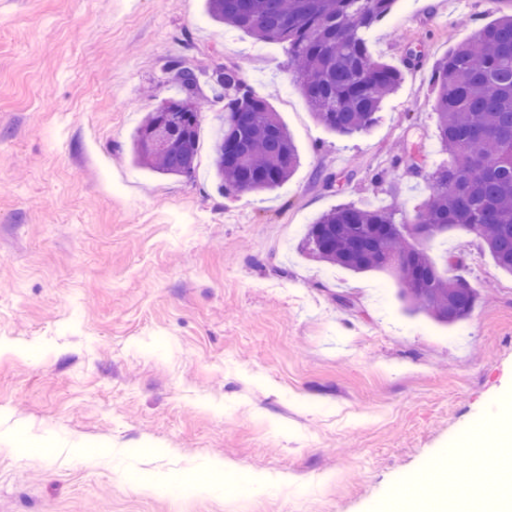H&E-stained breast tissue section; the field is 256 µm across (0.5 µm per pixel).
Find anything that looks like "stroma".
I'll return each instance as SVG.
<instances>
[{
	"instance_id": "1",
	"label": "stroma",
	"mask_w": 512,
	"mask_h": 512,
	"mask_svg": "<svg viewBox=\"0 0 512 512\" xmlns=\"http://www.w3.org/2000/svg\"><path fill=\"white\" fill-rule=\"evenodd\" d=\"M510 12L396 0L369 48L401 84L342 137L286 44L214 24L204 0H0V512H374L441 470L496 484L476 439L512 404V275L464 232L429 239L480 291L447 326L305 235L343 204L425 198L394 147L441 161L433 64ZM174 57L237 65L267 98L298 151L286 183L222 192L216 106L192 176L132 163L145 112L178 93Z\"/></svg>"
}]
</instances>
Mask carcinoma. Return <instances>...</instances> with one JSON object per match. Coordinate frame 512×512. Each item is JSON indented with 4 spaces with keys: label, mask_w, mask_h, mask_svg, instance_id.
<instances>
[{
    "label": "carcinoma",
    "mask_w": 512,
    "mask_h": 512,
    "mask_svg": "<svg viewBox=\"0 0 512 512\" xmlns=\"http://www.w3.org/2000/svg\"><path fill=\"white\" fill-rule=\"evenodd\" d=\"M396 0H206L218 25L243 29L264 42L288 44V63L316 120L340 136L366 132L400 70L375 56L369 35ZM436 128L447 158L426 174L429 192L408 212L394 207L341 205L309 226L305 243L322 262L363 273L395 268L408 307L448 326L472 314L479 291L446 275L406 224L456 225L478 239L496 265L512 274V13L479 28L434 66ZM165 72L180 96L169 103L184 123L171 146L150 148L145 131L158 111L146 113L132 139L135 164L163 175L190 176L197 167L202 86L210 104L224 103V125L212 146L214 176L222 189H274L298 164L297 147L267 99L234 65L224 81L181 59Z\"/></svg>",
    "instance_id": "cac0c4a2"
}]
</instances>
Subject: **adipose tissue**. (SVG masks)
Instances as JSON below:
<instances>
[{
	"mask_svg": "<svg viewBox=\"0 0 512 512\" xmlns=\"http://www.w3.org/2000/svg\"><path fill=\"white\" fill-rule=\"evenodd\" d=\"M499 424L490 440L492 462L501 474L498 483L487 486L474 475L459 481L443 471L432 487L397 501L389 512H512V413Z\"/></svg>",
	"mask_w": 512,
	"mask_h": 512,
	"instance_id": "ef3b65f1",
	"label": "adipose tissue"
}]
</instances>
